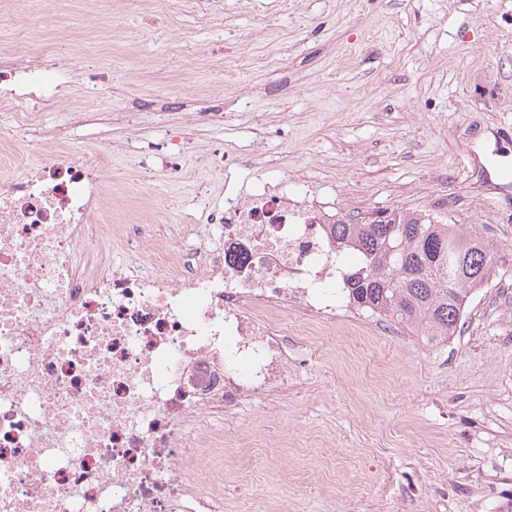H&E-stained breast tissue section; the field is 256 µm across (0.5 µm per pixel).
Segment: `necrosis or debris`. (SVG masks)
Here are the masks:
<instances>
[{
    "instance_id": "obj_1",
    "label": "necrosis or debris",
    "mask_w": 512,
    "mask_h": 512,
    "mask_svg": "<svg viewBox=\"0 0 512 512\" xmlns=\"http://www.w3.org/2000/svg\"><path fill=\"white\" fill-rule=\"evenodd\" d=\"M13 47L0 94L47 96ZM0 126V512H226L224 443L293 385L288 336L349 310L335 206L225 186L157 233L112 205V149Z\"/></svg>"
}]
</instances>
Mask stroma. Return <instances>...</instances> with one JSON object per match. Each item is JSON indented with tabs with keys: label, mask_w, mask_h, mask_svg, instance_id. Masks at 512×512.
<instances>
[{
	"label": "stroma",
	"mask_w": 512,
	"mask_h": 512,
	"mask_svg": "<svg viewBox=\"0 0 512 512\" xmlns=\"http://www.w3.org/2000/svg\"><path fill=\"white\" fill-rule=\"evenodd\" d=\"M214 18L142 0L116 32L111 0H75L72 22L36 25L55 43L51 79L70 111L0 105V125L36 111L27 142L80 121L86 146L120 142L112 171L132 180L154 153L137 207L199 213L224 204L223 157L238 184L288 175L357 219L410 211L479 239L493 266L444 343L407 328L386 342L362 309L327 328L330 345L294 353L303 391L274 419L253 415L224 445V494L256 457L267 512H512V0H222ZM172 28L194 51L135 40ZM125 45L108 109L75 97L85 42ZM224 90L225 121L198 122L190 148L170 139L183 115ZM178 107H171V100ZM138 135L125 136V124ZM246 439V440H247Z\"/></svg>",
	"instance_id": "1"
}]
</instances>
